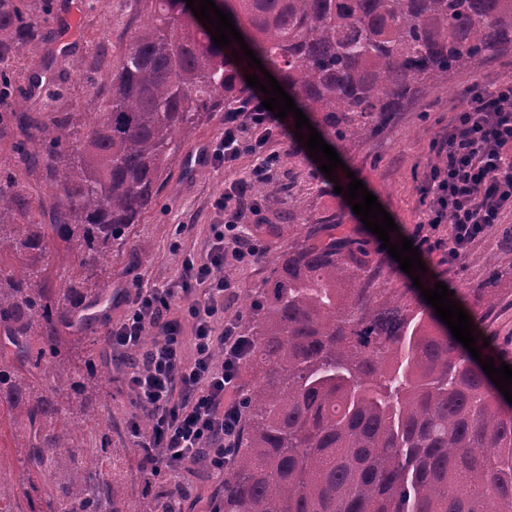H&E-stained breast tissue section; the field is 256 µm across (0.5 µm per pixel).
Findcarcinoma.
Here are the masks:
<instances>
[{
    "instance_id": "carcinoma-1",
    "label": "carcinoma",
    "mask_w": 512,
    "mask_h": 512,
    "mask_svg": "<svg viewBox=\"0 0 512 512\" xmlns=\"http://www.w3.org/2000/svg\"><path fill=\"white\" fill-rule=\"evenodd\" d=\"M95 120L70 141L73 117L1 112L0 138L47 182L35 197L0 171V405L21 430L26 512H125L112 484V424L91 362L68 337L90 332L112 299L102 264L156 206L178 140L200 115L241 101L244 75L266 77L217 47L186 0H150ZM50 0H0V59L48 41ZM243 39L333 147L364 143L434 83L512 49V0H222ZM37 140L42 149L28 147ZM49 210V223L36 210ZM300 238L245 290L251 384L225 473L221 512H512V404L421 291L352 235L341 214L288 212ZM77 254L53 270V249ZM64 287H52V277ZM499 271L472 290L486 315ZM481 359L504 358L483 347ZM100 438L84 447L87 435ZM159 491L147 512H169Z\"/></svg>"
}]
</instances>
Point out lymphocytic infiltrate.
Segmentation results:
<instances>
[{
    "instance_id": "f902f5d3",
    "label": "lymphocytic infiltrate",
    "mask_w": 512,
    "mask_h": 512,
    "mask_svg": "<svg viewBox=\"0 0 512 512\" xmlns=\"http://www.w3.org/2000/svg\"><path fill=\"white\" fill-rule=\"evenodd\" d=\"M262 100L253 92L245 107L227 110L224 136L207 153L218 163L243 155L256 162L218 199L224 221L211 225L205 258L184 259L175 285L126 293L127 315L110 332L109 347L125 365L135 400L153 419L150 434L137 425L132 434L150 448L157 473L176 477L201 461L211 476L222 477L239 436V374L248 342L237 323L224 319V305L237 290L224 275V261L230 256L248 265L262 253L239 219L259 214L250 189L271 181L279 166V156L264 151V144L288 132L287 121ZM432 148L440 162L420 188V230L447 227L452 264L490 235L499 247L512 249V80L490 90L477 83L464 89L454 122ZM177 301L182 307L175 316ZM149 327L155 338L147 345Z\"/></svg>"
}]
</instances>
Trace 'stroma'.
I'll return each instance as SVG.
<instances>
[{
  "label": "stroma",
  "mask_w": 512,
  "mask_h": 512,
  "mask_svg": "<svg viewBox=\"0 0 512 512\" xmlns=\"http://www.w3.org/2000/svg\"><path fill=\"white\" fill-rule=\"evenodd\" d=\"M148 12L145 0H53L52 10L40 15L39 24L54 31L56 40L36 42L26 56L0 62V69L7 73L13 86L11 94L0 99V112L71 113L72 137L80 139L101 104L100 87L127 48L132 26ZM46 57L53 60L51 70L43 77L39 91L28 92L30 62ZM510 79L512 52L492 58L476 70H457L441 79L426 99L399 112L394 124L380 135L340 151L342 162L395 220L399 235L411 236L420 220L419 188L431 166L432 143L447 130L458 107L460 90L475 82L491 85ZM223 134L221 117L205 116L197 123L192 138L182 145L158 205L144 213L139 223L131 225L114 248L108 266L116 292L173 283L184 256L204 258L210 226L219 220L216 199L223 194L226 183L245 177L254 164L253 157L245 155L228 166L208 162L198 169L187 167L186 158L192 149L200 145L211 147ZM266 148L280 155L275 183L290 185L291 193L284 205L265 200L259 216H242V223L250 227L263 252L250 265H225V275L239 289L261 287L268 260L299 236L300 225L280 219V210L285 206L303 214L342 210V233L365 235L371 244H378L377 235L368 234L354 213L343 210V195L335 193L333 181L320 171L318 162L307 158L304 149L283 136L270 139ZM175 242L181 244V251L172 250ZM499 252L490 238L474 245L452 267L440 250L421 247L419 253L426 268L421 280L439 281L455 294H465L487 279L491 259ZM497 286L502 291L501 303L481 328L491 343L512 360V276L503 275ZM68 345L74 358L91 359L94 366L112 371L111 382L102 386L106 404L100 409L99 418L112 423V453L119 463L117 478L127 512H143L147 499L158 488L173 489L178 480L198 486L207 496H219L220 481L211 478L200 464L192 466L181 478H167L164 486L148 483L134 452L138 442L129 432L131 422L141 420L143 411L129 388L124 369L111 366L107 344L72 338ZM17 438L10 413L0 406V480L19 490L23 484Z\"/></svg>",
  "instance_id": "obj_1"
}]
</instances>
